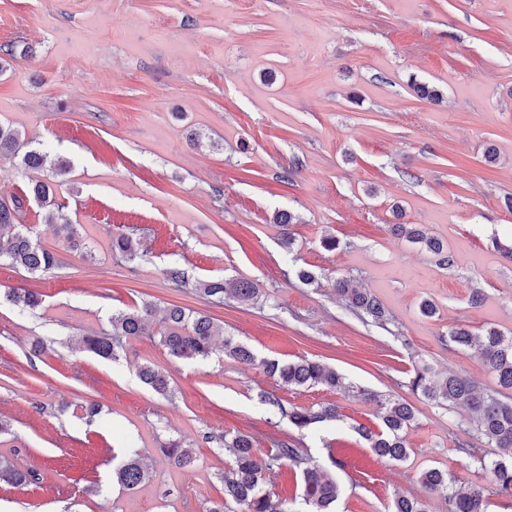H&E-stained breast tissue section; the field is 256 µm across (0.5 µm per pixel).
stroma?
<instances>
[{
  "label": "stroma",
  "instance_id": "stroma-1",
  "mask_svg": "<svg viewBox=\"0 0 512 512\" xmlns=\"http://www.w3.org/2000/svg\"><path fill=\"white\" fill-rule=\"evenodd\" d=\"M7 44L0 124L69 172L0 156V202L22 201L33 239L66 259L41 278L0 262V418L11 425L0 454L37 475L0 483V512H206L224 495L222 440L236 432L265 453L296 438L336 479V512H390L402 494L448 512L420 481L430 468L489 486L456 462L465 412L408 382L425 363L498 388L448 333L512 334V0H0ZM37 180L79 225L83 249L66 251L44 222L30 194ZM279 212L293 215L289 228L275 223ZM397 223L442 240L453 266L394 236ZM118 233L139 238L144 258H113ZM327 235L339 248H323ZM173 264L186 284L166 279ZM301 267L317 282L299 280ZM339 275L382 301L385 325L345 308ZM235 276L257 285L255 302L197 289ZM15 288L41 294L42 306L5 301ZM425 299L434 317L420 313ZM145 301L203 312L257 364L220 352L176 359L147 336L114 361L75 352L76 337ZM302 358L335 368L353 393L291 387L261 365ZM145 363L167 373L170 396L141 383ZM362 388L413 406L406 459L370 453L358 429L381 420ZM273 398L333 405L338 417L300 431ZM89 403L101 408L90 423L80 412ZM172 438L194 449V466L162 458ZM134 451L150 478L127 491L112 472Z\"/></svg>",
  "mask_w": 512,
  "mask_h": 512
}]
</instances>
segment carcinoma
<instances>
[{
    "label": "carcinoma",
    "instance_id": "1",
    "mask_svg": "<svg viewBox=\"0 0 512 512\" xmlns=\"http://www.w3.org/2000/svg\"><path fill=\"white\" fill-rule=\"evenodd\" d=\"M20 146L16 130L0 125V154L17 153ZM47 154L39 149H30L22 156L27 168L45 166ZM31 194L46 208L44 222L59 224L66 232L65 239L72 247L79 245L78 225L70 223L64 213V205L55 202L52 188L45 182L36 183ZM22 203L7 205L0 202V261L26 271L33 277H41L57 268L62 257L35 242L20 224ZM395 235L425 245L439 256L440 264L453 266L454 259L436 239L412 224H394ZM112 255L126 261L143 257L139 243L130 234H119L112 238ZM336 293L345 306L364 322L378 325L386 320V310L379 298L371 292L357 288L347 277L336 279ZM200 293L205 297L233 298L248 303L258 298V289L252 281L243 278L205 281ZM8 300L25 309L34 310L41 304L39 295L29 289H17L8 295ZM156 311L151 302H144L112 315L111 328L96 334L80 337L79 349L100 358L115 360L123 340L141 336H157L160 345L175 358L207 359L212 354L214 337L220 335L214 322L202 313L187 312L179 307H168L159 321L158 328H152L151 318ZM448 345L461 350L472 351L487 369L497 377L501 391L488 394L470 378L450 371L436 376L429 365L423 363L414 367L409 384L411 390L428 401L450 410L467 409L471 417L467 420L469 437L457 442L456 451L459 465L473 467L489 475L493 493L500 499L512 501V336L496 328H486L480 335L458 327L448 332ZM224 353L243 364L256 362L255 354L243 343L230 337L224 338ZM261 365L269 375L294 387L323 385L329 389L349 391L345 378L319 361L301 359L296 362L263 360ZM138 376L143 384L154 392L170 394L169 377L158 366L147 363L139 368ZM362 394L374 401L380 410L381 431L362 432L372 454L379 459L403 460L408 451L403 431L414 420L411 405L362 390ZM279 413L288 416L299 431L315 423L332 421L337 418L334 406H325L317 411L294 407L287 409L278 400H269ZM483 442L500 449L503 456L486 460L480 455L476 443ZM224 450L230 460L219 480L224 486V499L213 502L207 512H225L227 502L242 506V512H292L288 501L273 498L264 490L266 478L289 461L301 467V500L308 512H334L338 498V485L327 472L305 458L301 449L288 442L275 452L264 454L255 447L251 436L238 432L224 439ZM168 461L178 467H188L196 461L193 449L173 440L162 448ZM117 483L127 489L141 485L148 477V471L137 453L127 457L113 472ZM37 480L32 471H22L11 459L0 455V482L7 485H25ZM421 483L432 494L440 495L448 502V512H488L489 503L485 488L478 484L459 487L453 485L448 472L431 468L420 476ZM393 512H427L425 502L413 496H401L394 501Z\"/></svg>",
    "mask_w": 512,
    "mask_h": 512
}]
</instances>
